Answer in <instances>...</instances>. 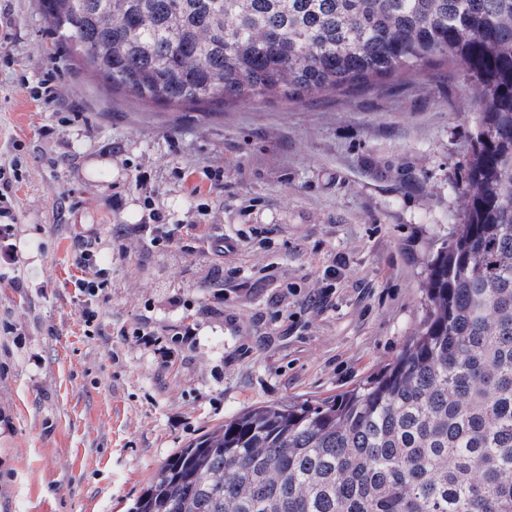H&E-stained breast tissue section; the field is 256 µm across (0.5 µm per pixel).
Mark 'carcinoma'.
<instances>
[{
	"label": "carcinoma",
	"instance_id": "obj_1",
	"mask_svg": "<svg viewBox=\"0 0 512 512\" xmlns=\"http://www.w3.org/2000/svg\"><path fill=\"white\" fill-rule=\"evenodd\" d=\"M112 93L201 112L350 96L459 68L475 107L462 224L425 318L377 375L243 411L129 512H512V0H39Z\"/></svg>",
	"mask_w": 512,
	"mask_h": 512
}]
</instances>
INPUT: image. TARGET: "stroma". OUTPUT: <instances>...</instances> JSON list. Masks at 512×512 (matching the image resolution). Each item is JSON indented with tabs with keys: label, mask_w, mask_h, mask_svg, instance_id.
Wrapping results in <instances>:
<instances>
[{
	"label": "stroma",
	"mask_w": 512,
	"mask_h": 512,
	"mask_svg": "<svg viewBox=\"0 0 512 512\" xmlns=\"http://www.w3.org/2000/svg\"><path fill=\"white\" fill-rule=\"evenodd\" d=\"M466 82L424 72L349 97L163 110L71 64L37 0H0V165L22 164L18 262L0 271V512H127L162 462L237 413L338 395L394 361L461 221ZM141 175L200 236L137 239ZM227 236L236 252L207 254ZM85 239L107 283L92 327L73 287Z\"/></svg>",
	"instance_id": "1"
}]
</instances>
